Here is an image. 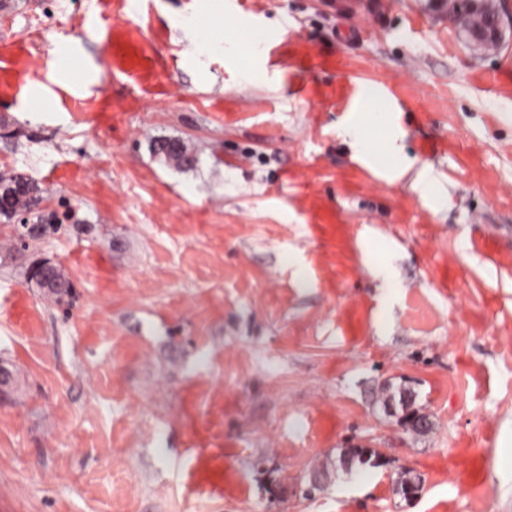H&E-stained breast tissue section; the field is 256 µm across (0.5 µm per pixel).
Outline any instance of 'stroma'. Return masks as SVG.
Masks as SVG:
<instances>
[{
	"instance_id": "stroma-1",
	"label": "stroma",
	"mask_w": 512,
	"mask_h": 512,
	"mask_svg": "<svg viewBox=\"0 0 512 512\" xmlns=\"http://www.w3.org/2000/svg\"><path fill=\"white\" fill-rule=\"evenodd\" d=\"M1 171L61 228L0 220V512H512V43L448 0H0ZM159 145H165L167 148L157 150L156 148ZM154 150L157 155L163 157L169 164L176 167L181 166L189 160L187 146L178 141H157L154 146ZM28 281L38 288L56 292L61 298L72 294L73 286L50 261H37L28 268ZM398 405H400L402 414L400 424L408 431L417 434L426 433L431 429V422L426 415L419 413L414 408V396L410 391H399ZM373 451H366L364 448H345L339 458H338V465L341 468H351L352 466L358 464V465H371L376 466L380 465L381 462H379L377 459H381L379 456V453L373 449L369 448ZM376 451V452H374ZM377 458V459H376Z\"/></svg>"
}]
</instances>
